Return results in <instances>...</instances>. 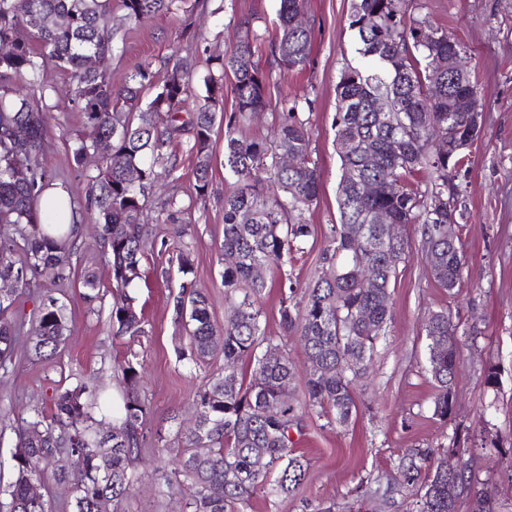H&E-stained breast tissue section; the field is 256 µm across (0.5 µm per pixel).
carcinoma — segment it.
<instances>
[{"label": "carcinoma", "instance_id": "cac0c4a2", "mask_svg": "<svg viewBox=\"0 0 512 512\" xmlns=\"http://www.w3.org/2000/svg\"><path fill=\"white\" fill-rule=\"evenodd\" d=\"M122 19L139 22L157 15L190 12L187 0H119ZM305 0H280L277 33L266 42L252 23L237 20L238 45L224 56L207 59L202 102L180 117L192 95L196 57L187 54L165 63L166 75L157 81L150 62L133 68L116 87L109 75L112 58V0H0V43L19 27L27 38L0 57V275L22 276L20 286L43 278L52 285L73 277L72 268L56 262L65 242L43 230L47 224L41 202L51 175L35 148L48 133L45 87L40 75L49 61L71 80L72 101L83 114V133L73 148L76 165L102 139L112 141V155L88 176L85 211L96 225L112 284L121 291L110 313L112 339L144 333L136 299L127 289L142 278L145 250L152 235L145 223L147 194L160 176L177 167L174 151L189 133L188 152L194 158L196 195L207 196L212 181V136L216 122L224 123V171L231 191L224 196L225 294L234 314L216 325L208 295L196 288L190 253L180 251L183 275L173 295L175 320L188 336L177 348L179 360L198 364L220 356L224 371L206 381L194 397L195 425L183 437L172 480L155 470L166 493L177 494L186 512H247L260 490L277 497L291 496L305 479L307 465L295 453L292 433L300 431L304 416L333 415L346 424L357 410L356 374L350 364L366 367L389 319V288L408 249L404 240L390 237L387 225L376 222L380 213L394 224H420L427 269L442 288L453 290L461 280L463 252L448 241V167L462 170L468 161L450 155L469 137L467 101L479 97L471 76L448 80L433 68L436 58L463 44L445 27L420 14L419 0H353L349 29L358 59L341 71L336 96L352 100V109L336 113V139L350 145L340 155L339 223L325 233L321 272L301 290L281 298L278 310L285 330L300 337L309 370L304 402L294 401L291 388L297 370L284 345L266 335L260 300L266 277L255 273L281 269L299 244L315 235V228L293 221L318 199L320 179L312 160L309 119L303 115L311 101L292 100L280 113L271 138L246 133L252 119L267 110L273 69L283 80L306 65L312 50V26H292ZM265 51L275 68L264 69L256 53ZM95 56L100 67L86 59ZM233 85L231 111L224 110V80ZM25 89L26 94L19 93ZM391 98L393 112H377L381 96ZM23 136L32 180L14 179L18 147L10 133ZM401 149H394V142ZM448 144V152L437 143ZM282 149L294 155L292 167L279 165ZM140 170L142 181L130 184L125 172ZM362 230L363 243L354 246L353 228ZM365 264L378 285L365 288L353 269ZM15 298L0 299V366L12 360L21 325L9 318ZM42 328L28 337L29 352L49 360L66 341L64 307L51 298L38 307ZM423 331L427 340L428 370L435 382L434 414L446 418L456 404L460 347L457 327L448 312L433 311ZM253 366L246 378L242 365ZM121 372L123 406L117 416L101 401V393L82 379L51 396L49 411L14 419L18 441L12 455V478L0 483V512H53L52 502L30 495V483L45 478L71 489L68 512H121L138 472L139 444L145 434L149 407L141 397L143 363L125 359ZM432 449L411 448L402 477L417 497L415 512H458L460 495L449 486L459 480L477 486L459 459H442L426 468ZM110 472L100 471L101 461Z\"/></svg>", "mask_w": 512, "mask_h": 512}]
</instances>
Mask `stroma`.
Returning a JSON list of instances; mask_svg holds the SVG:
<instances>
[{"mask_svg": "<svg viewBox=\"0 0 512 512\" xmlns=\"http://www.w3.org/2000/svg\"><path fill=\"white\" fill-rule=\"evenodd\" d=\"M421 2L424 14L447 26L464 45L480 90L483 125L469 149V168L458 179L461 282L451 291L440 288L425 264L420 225H403L408 250L391 283L386 334L377 345L367 378L356 386V414L345 425L310 414L304 431L293 437L296 453L308 463L303 485L288 498L258 492L250 512H407L412 497L399 463L410 448H431L436 456L451 454L466 461L484 480L496 512H512V456L506 453L512 447V0ZM188 4L197 24L193 41L180 39L182 19L176 15L118 29L109 68L114 85H122L135 64L149 60L159 70L180 51L199 61L192 79L193 89L198 90L207 74L206 59L223 54L236 42L234 17L253 16L266 38L276 34L279 0H188ZM351 6L352 0H306L313 26L310 58L284 82H272L267 112L249 127L250 135L267 136L284 99L296 96L314 102L312 158L321 191L303 217L317 233L304 251L289 258L261 300L267 335L285 337L288 356L302 371L308 366L306 353L298 337L284 336L278 309L284 292L304 288L317 276L326 245L323 231L339 221L340 159L334 117L340 72L355 58L348 28ZM42 83L53 93L40 161L54 185L85 201L87 177L96 166L79 167L73 161L70 145L83 128V117L67 91L69 77L50 63ZM178 159L175 177L159 180L148 195L149 217H156L171 196L178 209L157 224L155 238L145 243L144 274L132 290L143 312V335L113 339L109 318L119 293L112 286L98 240L87 235L74 246L70 262L75 275L95 273L100 299L85 303L76 283L53 286L41 279L32 281L20 290L14 305V314L23 323L22 336L33 334L37 306L52 297L66 306L67 340L49 362L32 358L26 344H19L12 363L0 368V411L14 418L48 408L55 389L80 378L95 380L104 392L120 398L115 362L144 355L143 387L150 415L142 459L167 470L181 446L177 430L192 425L196 391L224 368L219 358L195 365L176 357L179 331L170 295L178 287L176 255L182 247L191 250L196 285L210 299L214 323L223 324L231 311L222 281L224 196L230 190L224 178L223 126H216L213 135V177L205 198L196 196L193 163L186 149H179ZM439 310L448 311L461 336L457 403L445 419L434 413L435 387L422 331L427 315ZM491 371L496 379L490 385L486 376ZM176 411L182 419L178 426L170 422ZM159 430L168 440V452L157 450L154 434Z\"/></svg>", "mask_w": 512, "mask_h": 512, "instance_id": "stroma-1", "label": "stroma"}]
</instances>
